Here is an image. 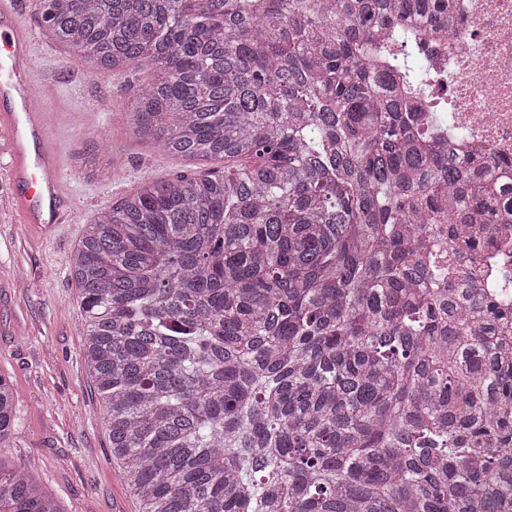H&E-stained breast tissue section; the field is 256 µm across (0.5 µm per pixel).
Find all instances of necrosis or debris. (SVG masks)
<instances>
[{
    "instance_id": "1",
    "label": "necrosis or debris",
    "mask_w": 512,
    "mask_h": 512,
    "mask_svg": "<svg viewBox=\"0 0 512 512\" xmlns=\"http://www.w3.org/2000/svg\"><path fill=\"white\" fill-rule=\"evenodd\" d=\"M452 4L466 24L463 38L443 37L422 22L409 26L422 64L444 78L425 114L461 154L512 151V0Z\"/></svg>"
}]
</instances>
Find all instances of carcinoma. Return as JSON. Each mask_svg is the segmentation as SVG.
<instances>
[{"label": "carcinoma", "mask_w": 512, "mask_h": 512, "mask_svg": "<svg viewBox=\"0 0 512 512\" xmlns=\"http://www.w3.org/2000/svg\"><path fill=\"white\" fill-rule=\"evenodd\" d=\"M89 73L146 67L145 180L69 265L139 512H512V153L461 157L381 41L450 0H39ZM496 262L491 290L476 269ZM0 375V447L18 429ZM0 512H63L0 458Z\"/></svg>", "instance_id": "obj_1"}]
</instances>
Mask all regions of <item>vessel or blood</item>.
<instances>
[{
	"instance_id": "obj_1",
	"label": "vessel or blood",
	"mask_w": 512,
	"mask_h": 512,
	"mask_svg": "<svg viewBox=\"0 0 512 512\" xmlns=\"http://www.w3.org/2000/svg\"><path fill=\"white\" fill-rule=\"evenodd\" d=\"M37 47L14 0H0V145L10 157V201L19 223L50 229L68 222L70 202L52 140L53 116L36 103V88L54 85L35 71Z\"/></svg>"
}]
</instances>
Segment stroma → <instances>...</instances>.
I'll return each mask as SVG.
<instances>
[{
	"label": "stroma",
	"mask_w": 512,
	"mask_h": 512,
	"mask_svg": "<svg viewBox=\"0 0 512 512\" xmlns=\"http://www.w3.org/2000/svg\"><path fill=\"white\" fill-rule=\"evenodd\" d=\"M34 65L56 71L48 103L75 201L71 223L44 231L18 223L9 198H0V374L12 381L21 416L0 457L33 464L63 512H138L84 363L82 309L68 260L85 224L143 179L190 175L197 167L131 135L129 106L149 79L145 68L93 76L54 45ZM114 153L122 159L118 170L96 174L95 165Z\"/></svg>",
	"instance_id": "35a3bbf8"
}]
</instances>
